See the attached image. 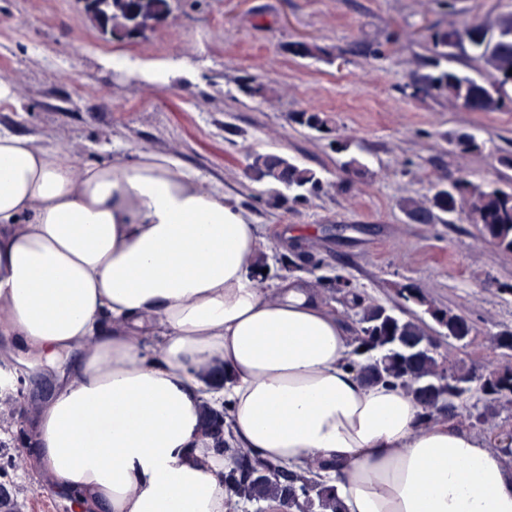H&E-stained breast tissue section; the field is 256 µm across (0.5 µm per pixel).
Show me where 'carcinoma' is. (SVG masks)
Masks as SVG:
<instances>
[{
	"instance_id": "obj_1",
	"label": "carcinoma",
	"mask_w": 512,
	"mask_h": 512,
	"mask_svg": "<svg viewBox=\"0 0 512 512\" xmlns=\"http://www.w3.org/2000/svg\"><path fill=\"white\" fill-rule=\"evenodd\" d=\"M104 9L94 16L98 26L117 41L131 37L132 23L157 17L167 0H103ZM459 38V53L471 52L488 75L474 78L461 74L450 65L458 53H448V40ZM426 71L413 76L410 86L417 93L438 98L446 96L472 112H493L503 105L504 87L512 85V18L497 26L466 23L451 30H436L430 37ZM288 52L300 58L320 59L327 51L310 41L288 44ZM295 123L318 133L330 132L328 120L320 112L294 113ZM461 153L481 151L471 135L460 134L454 141ZM252 178L272 187L273 204L286 205L308 200L324 190V183L311 168L297 165L277 154L252 156ZM404 213L426 224L451 223L465 212L479 227L481 240L512 252V184L489 187L460 177L448 185H438L423 200L406 199ZM275 263L282 271H294L310 262L302 252L277 253ZM316 286L323 293L338 297L352 312L355 328V353L365 356L351 366L369 383L396 382L407 388L422 410L426 423L441 419H465L483 425L503 411L512 412V366L486 374L475 364H465L438 353L436 337L430 326L413 315L400 316L376 303L365 292L342 277L320 276ZM428 313L441 328L438 335L456 342L471 336L474 327L462 314L451 309L429 307ZM222 451L232 461L224 473V488L230 504H251L263 512V504L276 502L281 512H342L334 489L311 477L318 468L312 463L300 474L282 473L274 464L256 457L251 451L224 443ZM266 472L255 481H242V465Z\"/></svg>"
}]
</instances>
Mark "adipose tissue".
Returning a JSON list of instances; mask_svg holds the SVG:
<instances>
[{"instance_id":"ef3b65f1","label":"adipose tissue","mask_w":512,"mask_h":512,"mask_svg":"<svg viewBox=\"0 0 512 512\" xmlns=\"http://www.w3.org/2000/svg\"><path fill=\"white\" fill-rule=\"evenodd\" d=\"M244 211L173 155L76 166L0 134V335L73 355L33 419L35 463L79 512H227L202 429L317 479L346 512H512V466L422 424L406 389L349 362L324 297L258 264Z\"/></svg>"}]
</instances>
